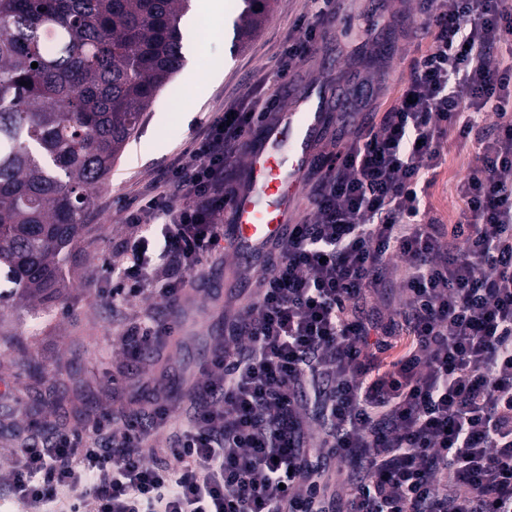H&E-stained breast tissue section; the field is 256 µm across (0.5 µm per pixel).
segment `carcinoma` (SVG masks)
<instances>
[{
    "label": "carcinoma",
    "instance_id": "carcinoma-1",
    "mask_svg": "<svg viewBox=\"0 0 512 512\" xmlns=\"http://www.w3.org/2000/svg\"><path fill=\"white\" fill-rule=\"evenodd\" d=\"M270 2L242 0L240 45ZM190 10L191 0H0V276L11 284L0 310L62 295L94 191L182 65Z\"/></svg>",
    "mask_w": 512,
    "mask_h": 512
}]
</instances>
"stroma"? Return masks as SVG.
<instances>
[{
	"instance_id": "35a3bbf8",
	"label": "stroma",
	"mask_w": 512,
	"mask_h": 512,
	"mask_svg": "<svg viewBox=\"0 0 512 512\" xmlns=\"http://www.w3.org/2000/svg\"><path fill=\"white\" fill-rule=\"evenodd\" d=\"M240 6L241 0H224L222 32L201 33L204 56L225 62L219 80L198 86L187 70H179L145 112L107 183L97 189L91 231L73 261L72 283L60 304L36 316L24 311L0 316L6 331L0 338V488L10 479L13 448L30 438L17 427L35 393L65 394L58 411L47 416L48 424L60 429L93 423L101 410L127 408L133 399L148 406L159 393L167 394L182 415L191 412L182 380L205 382L213 347L224 334V301L241 294L242 286L225 279L220 262L206 265L202 276L193 278L195 306L161 378L150 363L129 370L114 339L129 314H149L150 306L139 305L130 313L113 310L98 263L114 242L132 232L123 222L121 200L134 196L225 103L246 94L257 102L268 95L285 96L277 76L279 47L310 2L273 0L259 32L242 49L235 47L231 27ZM421 6L422 0H338V26L298 68L296 83L336 79L344 86L361 85L379 102L391 99L418 54L414 33L423 21ZM177 105L193 112L190 123L172 116ZM162 111L171 114L163 124L157 121ZM445 149L447 159L429 194L437 213L454 220L460 208L454 186L474 163L477 145L461 150L451 139Z\"/></svg>"
}]
</instances>
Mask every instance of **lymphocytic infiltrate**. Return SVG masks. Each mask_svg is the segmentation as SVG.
Returning <instances> with one entry per match:
<instances>
[{"label":"lymphocytic infiltrate","mask_w":512,"mask_h":512,"mask_svg":"<svg viewBox=\"0 0 512 512\" xmlns=\"http://www.w3.org/2000/svg\"><path fill=\"white\" fill-rule=\"evenodd\" d=\"M280 51L287 79L334 0H311ZM425 46L311 217L224 314L191 422L165 404L15 449L8 499L28 512H512V0H424ZM278 97L225 105L138 197L135 235L100 270L112 307L180 298L224 250L219 217L254 126ZM477 142L463 218L431 216L444 144ZM160 315L118 334L150 362ZM170 433L168 457L150 448Z\"/></svg>","instance_id":"1"}]
</instances>
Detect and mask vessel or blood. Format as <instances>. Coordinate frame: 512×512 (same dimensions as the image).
<instances>
[{
  "label": "vessel or blood",
  "mask_w": 512,
  "mask_h": 512,
  "mask_svg": "<svg viewBox=\"0 0 512 512\" xmlns=\"http://www.w3.org/2000/svg\"><path fill=\"white\" fill-rule=\"evenodd\" d=\"M329 108L326 82L304 85L246 153L243 186L226 207L224 226V244L240 265L254 264L261 252L287 236L311 169L337 164L336 156L318 149Z\"/></svg>",
  "instance_id": "vessel-or-blood-1"
}]
</instances>
